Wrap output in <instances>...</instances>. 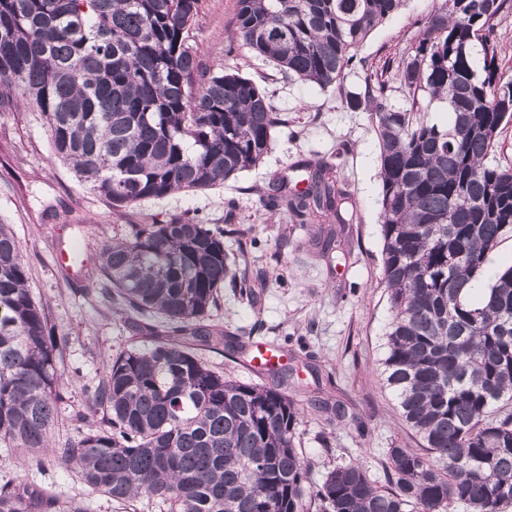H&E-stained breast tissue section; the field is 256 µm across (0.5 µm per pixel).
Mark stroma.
Listing matches in <instances>:
<instances>
[{
    "instance_id": "35a3bbf8",
    "label": "stroma",
    "mask_w": 512,
    "mask_h": 512,
    "mask_svg": "<svg viewBox=\"0 0 512 512\" xmlns=\"http://www.w3.org/2000/svg\"><path fill=\"white\" fill-rule=\"evenodd\" d=\"M433 6V0H405L359 48L362 67L349 73L342 88L323 90L287 77L236 39L239 0H201L191 44L202 67L252 80L283 122L259 165L196 193L112 207L91 184L53 159L38 113L22 109L0 114V224L9 225L19 242L35 299L44 305L50 323L68 336L59 360L61 401L50 435L53 447L100 426V418L82 419L78 413L105 375L108 356L137 340L99 294L93 268L58 262V254L78 242L91 257L123 235L127 225L186 214L220 227L232 224L224 249L230 254L247 251L248 273L260 282L252 305L234 288L224 287L218 308L210 312L211 323L249 344L281 348L278 366L287 371L288 391L299 400L320 395L343 402L358 417L357 424L338 427L305 409L296 445L311 462V481L321 483L336 464L352 458L379 478L388 448L419 447L381 376L390 309L380 285L378 140L368 114L349 110L345 94L363 92L367 81L380 76L393 103L409 107L401 63L417 45L421 22ZM328 157L349 193L352 220L340 248L319 258L307 250L308 225L269 210L263 196L277 178L297 185L308 176L306 163ZM197 354L214 370L242 382H273L271 370L253 368L250 355L231 358L204 347ZM6 481L34 482L63 498H84L89 512H162L153 501L123 505L91 492L54 459H47L40 471L23 455L0 447V483Z\"/></svg>"
}]
</instances>
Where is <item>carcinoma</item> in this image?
Segmentation results:
<instances>
[{
  "label": "carcinoma",
  "instance_id": "obj_1",
  "mask_svg": "<svg viewBox=\"0 0 512 512\" xmlns=\"http://www.w3.org/2000/svg\"><path fill=\"white\" fill-rule=\"evenodd\" d=\"M201 0H0V112L45 119L50 148L113 206L211 188L268 153L279 113L252 81L201 70L189 43ZM405 0H239L236 38L290 77L343 86L369 33ZM512 0H435L402 62L404 109L387 83L347 93L379 142L381 284L391 317L382 374L422 448L387 450L381 486L353 461L309 485L296 448L299 401L285 383H243L196 353L221 350L208 322L224 282L254 284L224 252L222 228L185 215L129 224L95 268L112 310L147 348L108 359L81 418L101 426L56 449L91 491L166 512H508L512 507V265L470 300L488 254L512 233V166L493 160L512 122V75L500 71L496 18ZM446 100L442 127L417 113ZM310 240L340 246L345 192L323 162L303 192L267 194ZM29 270L0 224V444L42 467L61 400L65 334L30 292ZM330 423L341 404L320 402ZM0 512H88L32 483L0 485Z\"/></svg>",
  "mask_w": 512,
  "mask_h": 512
}]
</instances>
